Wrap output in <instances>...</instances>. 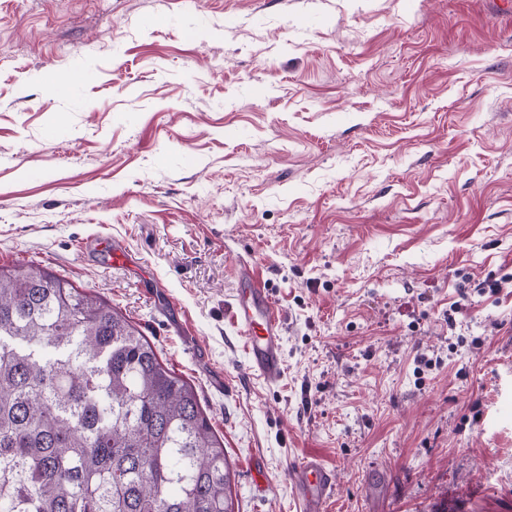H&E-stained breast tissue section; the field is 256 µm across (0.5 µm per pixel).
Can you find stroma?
I'll use <instances>...</instances> for the list:
<instances>
[{
	"mask_svg": "<svg viewBox=\"0 0 512 512\" xmlns=\"http://www.w3.org/2000/svg\"><path fill=\"white\" fill-rule=\"evenodd\" d=\"M246 264L282 318L275 386L233 319ZM30 265L194 387L236 512H301L308 453L329 512H512L499 0H0V266ZM294 498L302 512H326L336 489V471L316 454H306L288 470Z\"/></svg>",
	"mask_w": 512,
	"mask_h": 512,
	"instance_id": "stroma-1",
	"label": "stroma"
}]
</instances>
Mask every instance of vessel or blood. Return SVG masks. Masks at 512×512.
Instances as JSON below:
<instances>
[{"instance_id": "b4317fda", "label": "vessel or blood", "mask_w": 512, "mask_h": 512, "mask_svg": "<svg viewBox=\"0 0 512 512\" xmlns=\"http://www.w3.org/2000/svg\"><path fill=\"white\" fill-rule=\"evenodd\" d=\"M248 286L233 318L246 339L251 371L268 385H276L284 374L282 323L268 288L253 269H245ZM294 498L302 512H327L336 489V472L316 454L300 458L288 470Z\"/></svg>"}]
</instances>
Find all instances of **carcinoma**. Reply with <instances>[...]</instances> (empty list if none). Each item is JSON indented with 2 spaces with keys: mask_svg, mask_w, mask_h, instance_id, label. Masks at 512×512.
Returning a JSON list of instances; mask_svg holds the SVG:
<instances>
[{
  "mask_svg": "<svg viewBox=\"0 0 512 512\" xmlns=\"http://www.w3.org/2000/svg\"><path fill=\"white\" fill-rule=\"evenodd\" d=\"M0 512H235L195 389L122 311L0 266Z\"/></svg>",
  "mask_w": 512,
  "mask_h": 512,
  "instance_id": "obj_1",
  "label": "carcinoma"
}]
</instances>
